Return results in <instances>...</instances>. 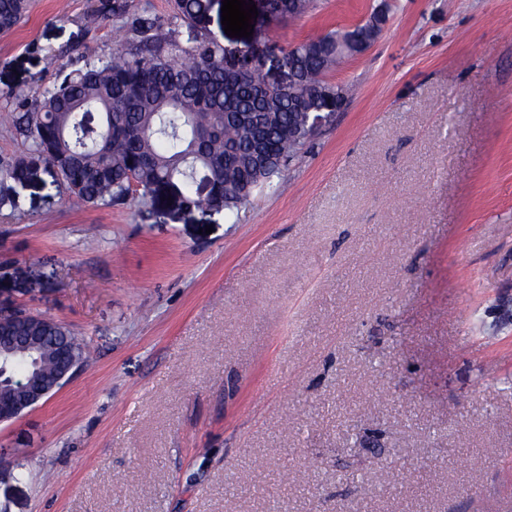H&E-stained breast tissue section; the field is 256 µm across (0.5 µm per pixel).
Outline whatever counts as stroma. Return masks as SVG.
Masks as SVG:
<instances>
[{
  "label": "stroma",
  "instance_id": "1",
  "mask_svg": "<svg viewBox=\"0 0 512 512\" xmlns=\"http://www.w3.org/2000/svg\"><path fill=\"white\" fill-rule=\"evenodd\" d=\"M103 0H30L18 93L111 53ZM231 38L381 33L326 80L341 112L238 220L167 197L75 203L0 174V311L88 358L0 424V512H512V0H314Z\"/></svg>",
  "mask_w": 512,
  "mask_h": 512
}]
</instances>
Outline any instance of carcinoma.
Segmentation results:
<instances>
[{"instance_id": "obj_1", "label": "carcinoma", "mask_w": 512, "mask_h": 512, "mask_svg": "<svg viewBox=\"0 0 512 512\" xmlns=\"http://www.w3.org/2000/svg\"><path fill=\"white\" fill-rule=\"evenodd\" d=\"M312 3L270 0L267 8L276 18H297ZM28 5L0 0V33L15 28ZM211 8V0H175L164 18L112 0L108 11L123 41L109 55L82 57L61 83L15 97L10 126L25 152L0 173L23 182L42 166L85 205L132 193L153 202L163 193L186 208L229 214L272 188L345 100L326 73L361 53L369 34L359 24L268 57L245 50L228 65L227 50L206 28ZM268 65L286 70L288 87L264 84ZM1 335L43 337L36 349L10 354L0 379L4 402L38 389L54 394L65 383L64 352L78 366L85 359L74 334L46 316L0 315Z\"/></svg>"}]
</instances>
